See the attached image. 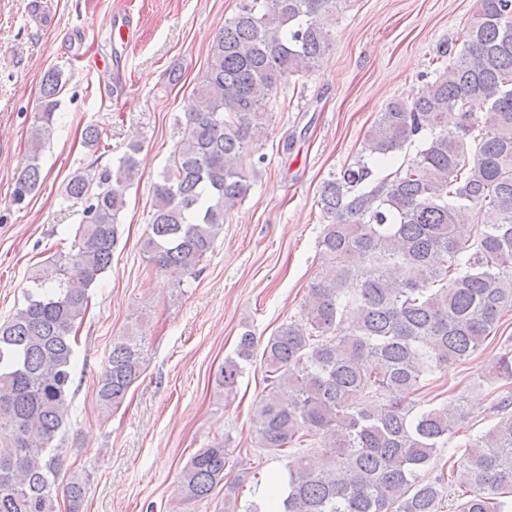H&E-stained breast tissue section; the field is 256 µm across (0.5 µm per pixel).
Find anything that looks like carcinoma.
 Listing matches in <instances>:
<instances>
[{
    "label": "carcinoma",
    "instance_id": "carcinoma-1",
    "mask_svg": "<svg viewBox=\"0 0 512 512\" xmlns=\"http://www.w3.org/2000/svg\"><path fill=\"white\" fill-rule=\"evenodd\" d=\"M335 9L336 0H240L224 21L197 107L177 120L172 163L153 185L141 251L154 268L183 275L213 249L230 205L251 189L248 171L266 161L255 145L273 98L329 52ZM432 75L421 95L389 101L358 158L323 182L322 271L301 321L263 346L266 386L252 416L258 447L297 455L245 512H441L453 489L456 512H512V398L458 452L448 444L464 401L415 400L428 377L484 350L512 311V0H478L460 50ZM60 86L58 72L44 75L18 201L41 182L37 159ZM453 111L460 121L450 128ZM417 142L414 156L381 175ZM140 149L132 143L116 163L74 172L66 197L87 205L70 251L28 277L24 307L0 323V512H58L56 440L69 419L77 332L90 288L112 266ZM473 206L483 209L480 228L461 223ZM256 349L243 326L219 390H235ZM144 355L142 336L112 340L98 381L104 409L124 402ZM508 380L510 349L475 384ZM314 437L321 452L307 455L302 446ZM444 451L448 462L436 464ZM229 456L222 440L195 452L178 476L181 501L207 499L222 484L224 512H239V484L224 482ZM64 494L68 512H80L76 473Z\"/></svg>",
    "mask_w": 512,
    "mask_h": 512
}]
</instances>
